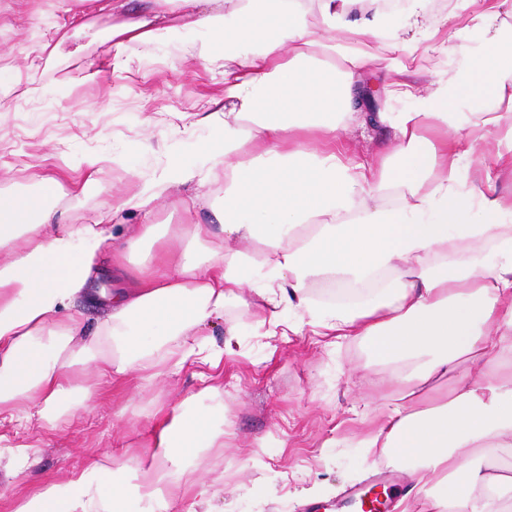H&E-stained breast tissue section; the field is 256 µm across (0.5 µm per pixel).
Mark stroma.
Segmentation results:
<instances>
[{"mask_svg": "<svg viewBox=\"0 0 512 512\" xmlns=\"http://www.w3.org/2000/svg\"><path fill=\"white\" fill-rule=\"evenodd\" d=\"M71 0H0V193L35 191L34 171L63 185L59 207L70 223L100 219L112 203L132 193L139 177H152L167 152L194 160L213 127L191 123L224 91V68L211 59L202 34L144 47L115 49L108 18L75 29ZM466 0H434L433 20L447 19L451 52L432 54L408 82L426 88L436 73L462 72L478 42L467 27ZM70 38L50 53L57 30ZM57 43V42H56ZM343 137L351 154H395L384 125L349 123ZM125 157V167L105 163L99 184H86L88 155ZM108 193H101L100 185ZM236 334L225 337L227 327ZM218 367L191 364L144 382L97 389L90 366L70 371L72 386L95 388L86 408L54 426L25 425L0 414V452L24 448L27 459L13 478L0 475V512H14L32 492L64 484L92 465L133 460L125 478L131 493L165 465L151 430L162 417L205 413L223 424L220 448L194 450L182 465L193 470L210 498L180 502L184 512H338L340 494L368 486L380 469L409 483L412 466L363 442L378 424L374 405L398 398L394 364L376 358L359 339L330 341L313 326L272 335L261 316L229 305L211 329Z\"/></svg>", "mask_w": 512, "mask_h": 512, "instance_id": "35a3bbf8", "label": "stroma"}]
</instances>
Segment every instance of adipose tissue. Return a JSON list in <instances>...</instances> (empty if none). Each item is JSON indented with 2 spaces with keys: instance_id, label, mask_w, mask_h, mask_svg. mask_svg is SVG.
<instances>
[{
  "instance_id": "obj_1",
  "label": "adipose tissue",
  "mask_w": 512,
  "mask_h": 512,
  "mask_svg": "<svg viewBox=\"0 0 512 512\" xmlns=\"http://www.w3.org/2000/svg\"><path fill=\"white\" fill-rule=\"evenodd\" d=\"M91 2L113 18L118 49L211 36L224 66V96L205 117L217 138L196 161L167 155L160 176L112 211L150 213L169 191L213 219L139 224L119 238L100 221L68 223L49 195L55 177L0 197V412L37 400L23 420L54 424L83 409L68 379L79 363L105 384L149 381L192 359L218 364L206 336L235 301L273 327L297 333L308 317L322 335L366 340L401 363V394L380 405L367 445L415 462L411 477L426 491L418 512H512V466L491 461L512 448V193L497 182L512 169V36L495 25L512 0H484L471 18L482 30L476 62L440 75L422 97L402 79L419 58L396 56L397 20L376 0H317L313 17L304 0H162L137 14L127 0ZM374 65L397 76L389 97L417 101L362 115L394 130L400 165L355 160L341 138L354 80ZM488 144L495 168L462 180L464 159ZM183 234L225 246L203 259L171 251ZM484 243L493 257L479 263L471 252ZM102 274L119 284L89 329L74 306ZM317 281L364 293L320 306L308 295ZM286 308L295 320H284ZM223 445V430L173 416L155 437L170 464L158 481L195 487L180 458ZM128 468L73 475L15 512H130Z\"/></svg>"
}]
</instances>
